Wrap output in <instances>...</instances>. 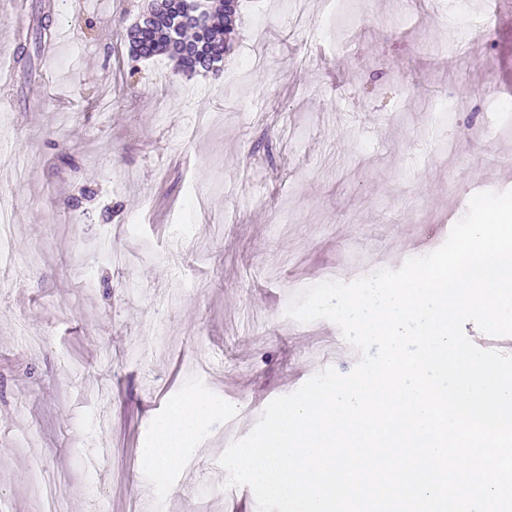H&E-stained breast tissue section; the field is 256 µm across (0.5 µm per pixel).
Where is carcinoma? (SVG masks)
Listing matches in <instances>:
<instances>
[{
    "label": "carcinoma",
    "mask_w": 512,
    "mask_h": 512,
    "mask_svg": "<svg viewBox=\"0 0 512 512\" xmlns=\"http://www.w3.org/2000/svg\"><path fill=\"white\" fill-rule=\"evenodd\" d=\"M226 0H207L203 23L186 19L183 0H156L126 32L133 61L167 56L179 72L191 77L200 72L220 71L218 63L232 48L237 35V6L225 8ZM51 23L38 18L35 36H25L16 50V62L26 76L32 75L31 48H42Z\"/></svg>",
    "instance_id": "1"
}]
</instances>
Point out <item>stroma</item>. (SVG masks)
<instances>
[{
	"instance_id": "obj_1",
	"label": "stroma",
	"mask_w": 512,
	"mask_h": 512,
	"mask_svg": "<svg viewBox=\"0 0 512 512\" xmlns=\"http://www.w3.org/2000/svg\"><path fill=\"white\" fill-rule=\"evenodd\" d=\"M152 0H0V512H258L219 458L265 407L358 353L286 315L439 248L482 191L512 190V0H239L218 75L127 65ZM53 37L25 76L36 15ZM262 33H254L255 20ZM447 98L444 117L429 99ZM190 227L180 278L170 230ZM224 356L196 366L199 347ZM213 407L177 468L144 463L186 398ZM51 23L48 15L41 16L37 20L35 29V38L33 39L29 31H27L24 39H20L16 50V63L20 64L23 69V73L26 76L32 75V53H31V41L34 42L35 49H41L42 43H45V37H48Z\"/></svg>"
}]
</instances>
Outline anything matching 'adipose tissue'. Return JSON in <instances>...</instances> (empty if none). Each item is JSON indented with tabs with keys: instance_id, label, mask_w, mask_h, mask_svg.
<instances>
[{
	"instance_id": "adipose-tissue-1",
	"label": "adipose tissue",
	"mask_w": 512,
	"mask_h": 512,
	"mask_svg": "<svg viewBox=\"0 0 512 512\" xmlns=\"http://www.w3.org/2000/svg\"><path fill=\"white\" fill-rule=\"evenodd\" d=\"M210 412V405L202 400L186 399L176 404L169 419L156 430L146 466L162 470L177 467L185 446L195 438L199 424Z\"/></svg>"
}]
</instances>
